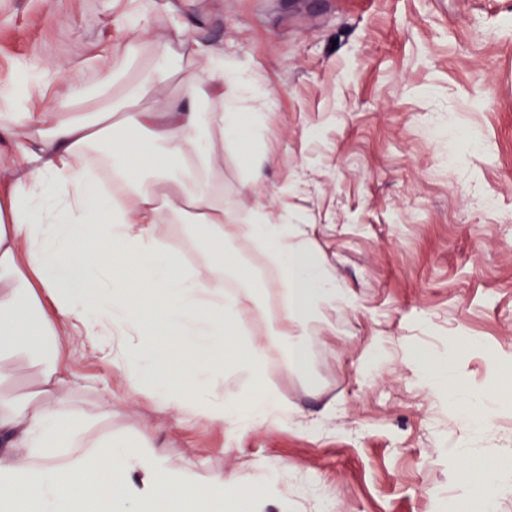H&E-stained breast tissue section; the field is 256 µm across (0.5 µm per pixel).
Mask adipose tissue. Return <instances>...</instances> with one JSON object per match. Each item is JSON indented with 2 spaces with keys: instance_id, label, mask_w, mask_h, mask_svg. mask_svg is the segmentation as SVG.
Returning a JSON list of instances; mask_svg holds the SVG:
<instances>
[{
  "instance_id": "obj_1",
  "label": "adipose tissue",
  "mask_w": 512,
  "mask_h": 512,
  "mask_svg": "<svg viewBox=\"0 0 512 512\" xmlns=\"http://www.w3.org/2000/svg\"><path fill=\"white\" fill-rule=\"evenodd\" d=\"M148 0L113 55L139 49L124 99L171 81L183 64L199 65L164 113L129 114L125 125L143 138L114 135L115 109L74 111L69 95L46 102L29 92L22 115H0V137L26 130L24 163L0 171V512H263L270 491L293 478L271 469L259 483L232 485L224 475L180 476L135 443L88 440L83 422L60 398L66 330L81 324L88 339L136 326L150 345L125 351V368L144 373L157 402L185 415L206 413L232 435L261 424L276 428L288 414L263 387L262 355L233 342L244 319L263 322L258 299L226 291L228 273L260 283L226 254V242L257 244L280 272L284 303L277 336L288 345V366L307 374L311 328L328 305L346 307L326 267L310 258L305 225L278 210L253 171L250 222L225 203L214 164L225 143L253 151L240 101L249 73L223 52L196 41L146 42ZM189 224L211 256L208 274H187L163 246L166 224ZM46 361L31 398L3 394L21 356ZM253 387L247 394H198L228 366Z\"/></svg>"
}]
</instances>
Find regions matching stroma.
<instances>
[{
	"instance_id": "stroma-1",
	"label": "stroma",
	"mask_w": 512,
	"mask_h": 512,
	"mask_svg": "<svg viewBox=\"0 0 512 512\" xmlns=\"http://www.w3.org/2000/svg\"><path fill=\"white\" fill-rule=\"evenodd\" d=\"M148 34L223 49L253 77L243 110L264 181L351 304L314 330L316 386L289 371L262 324L243 342L270 346L267 381L290 408L277 429L239 436L202 415L159 407L113 356L76 335L65 401L91 436L131 441L199 477L254 482L287 464L324 486L335 512H459L452 448L500 462L475 504L512 512V401L486 426L463 420L427 386L429 361L453 359L468 395L504 391L512 361V0H151ZM132 0H0V76L47 94L96 96L89 63L120 39ZM225 201L253 203L250 169L225 145ZM498 197V210L480 207ZM163 235L205 276L185 224ZM263 283L276 317L280 275L251 241L231 244ZM461 347L449 353L448 340ZM382 350L369 372L365 359ZM324 418L321 432L298 421Z\"/></svg>"
}]
</instances>
